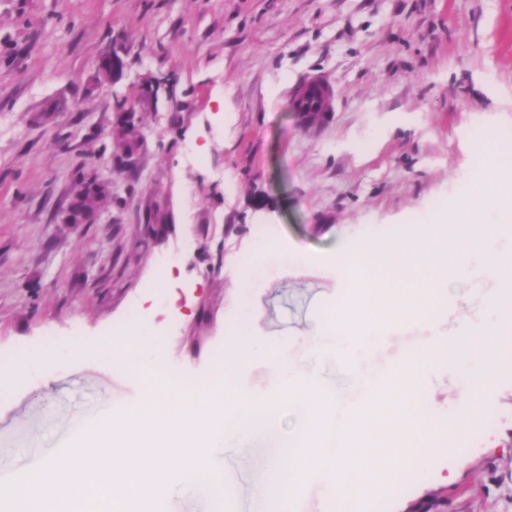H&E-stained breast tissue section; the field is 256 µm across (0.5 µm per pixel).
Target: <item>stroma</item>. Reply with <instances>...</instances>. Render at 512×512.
<instances>
[{"mask_svg": "<svg viewBox=\"0 0 512 512\" xmlns=\"http://www.w3.org/2000/svg\"><path fill=\"white\" fill-rule=\"evenodd\" d=\"M112 47L123 68L98 81ZM312 75L334 101L307 127L288 97ZM491 123L512 143V0H0V362L139 313L165 371L201 386L237 313L257 309L269 341L309 336L337 299L336 246L446 205ZM90 184L106 196L69 223ZM266 236L306 262L239 266ZM142 389L97 358L34 374L0 399V472ZM485 398L495 424L386 484L378 512H512V377ZM269 452H225L237 512Z\"/></svg>", "mask_w": 512, "mask_h": 512, "instance_id": "obj_1", "label": "stroma"}]
</instances>
